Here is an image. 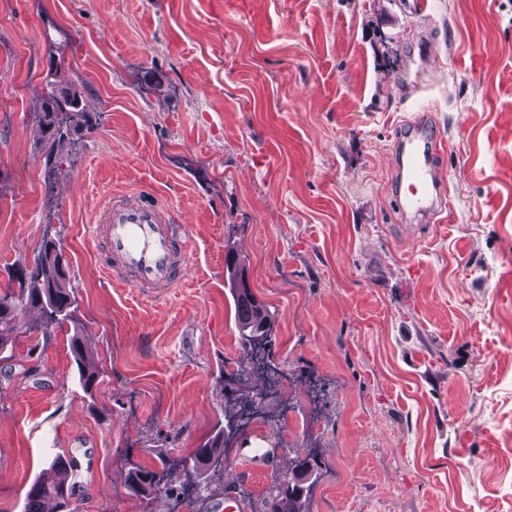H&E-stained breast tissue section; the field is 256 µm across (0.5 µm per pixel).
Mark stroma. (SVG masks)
Instances as JSON below:
<instances>
[{
  "label": "stroma",
  "instance_id": "obj_1",
  "mask_svg": "<svg viewBox=\"0 0 512 512\" xmlns=\"http://www.w3.org/2000/svg\"><path fill=\"white\" fill-rule=\"evenodd\" d=\"M423 2L0 0V292L52 241L75 296L0 351V512L74 448L94 460L76 512H224L180 461L223 436L230 480L259 431L279 462L240 482L255 500L300 454L306 512H512V0ZM53 77L97 114L59 174L34 119ZM418 118L454 212L421 229L390 206L395 127ZM150 190L189 228L188 275L157 294L100 273L93 229ZM231 252L284 385L229 435L266 386L225 370ZM139 465L170 494H134ZM70 348L78 369L82 386L87 392H92L98 384V370L91 356L83 348L79 337H73L71 339Z\"/></svg>",
  "mask_w": 512,
  "mask_h": 512
}]
</instances>
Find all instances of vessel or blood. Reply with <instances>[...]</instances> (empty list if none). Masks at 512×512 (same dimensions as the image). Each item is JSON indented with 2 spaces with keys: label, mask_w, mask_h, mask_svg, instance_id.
Wrapping results in <instances>:
<instances>
[{
  "label": "vessel or blood",
  "mask_w": 512,
  "mask_h": 512,
  "mask_svg": "<svg viewBox=\"0 0 512 512\" xmlns=\"http://www.w3.org/2000/svg\"><path fill=\"white\" fill-rule=\"evenodd\" d=\"M447 150L445 140L428 125L403 124L396 139L395 154L401 183L393 193L392 207L406 219L427 222L448 206L446 181L437 158ZM106 262L104 275L134 288H170L187 268L184 234L170 210L138 197L110 202L102 216ZM245 472L272 469L273 448L247 445L239 450Z\"/></svg>",
  "instance_id": "b4317fda"
}]
</instances>
